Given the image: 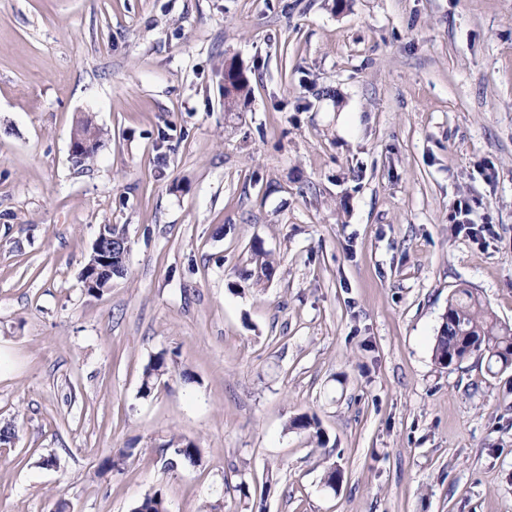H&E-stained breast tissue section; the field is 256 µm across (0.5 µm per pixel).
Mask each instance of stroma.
I'll use <instances>...</instances> for the list:
<instances>
[{
	"mask_svg": "<svg viewBox=\"0 0 512 512\" xmlns=\"http://www.w3.org/2000/svg\"><path fill=\"white\" fill-rule=\"evenodd\" d=\"M462 287L512 325V0H0V512H512V368L433 357ZM224 75L230 86L224 87V109L228 112H238L241 106H245L249 101L250 78L233 58L224 60ZM78 125H82L85 131L93 134V140L95 141V144L93 145L92 139L87 135L80 133L77 129H75L72 134L69 149L70 159L78 156L84 150L90 148L93 145L80 157L72 160L73 164L76 166H85L93 162L94 156L100 146L103 133L102 130L95 126L92 120L88 117L81 119ZM471 215L472 206L470 204V200L465 196L459 197L453 205L452 213L449 219L450 224H454L459 233L466 230L468 233H472L471 225L473 222ZM107 225L108 224H102L99 226L98 233L92 245L94 250L99 254L98 262L100 265H95L93 269H90L81 276L83 286L87 288L86 292L89 295H96L97 292L88 289L90 285L96 287L94 284L96 281L100 283V287H96L101 288L99 291L110 288L112 286L111 281L116 263L124 264L127 260L130 247V245H128V239L126 238L125 240L126 244H121V247H115L112 243V237L108 233ZM87 274H90V276L87 277ZM173 364V358L168 357L166 352H160L150 358L143 368L140 395L142 397L151 396L157 390L163 377L171 372V365ZM168 449L171 450V457L178 466L197 465L201 460V450L198 446L186 438H173L168 443ZM168 460L166 465H168Z\"/></svg>",
	"mask_w": 512,
	"mask_h": 512,
	"instance_id": "1",
	"label": "stroma"
}]
</instances>
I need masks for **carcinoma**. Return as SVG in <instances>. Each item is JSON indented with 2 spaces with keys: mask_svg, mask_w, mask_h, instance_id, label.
<instances>
[{
  "mask_svg": "<svg viewBox=\"0 0 512 512\" xmlns=\"http://www.w3.org/2000/svg\"><path fill=\"white\" fill-rule=\"evenodd\" d=\"M224 75L229 85L224 87V111L237 112L245 105L251 95L250 78L247 72L233 58L224 61ZM83 129L93 134L95 144L80 157L73 160L76 166H85L93 162L100 146L102 130L88 117L81 119ZM256 281L270 276L273 262L260 250L255 251ZM512 355V326L499 322L484 307L479 296L469 288H459L448 301V312L442 323L433 348L436 363L444 368L460 366L474 355L486 359L488 371L496 368L512 367L506 355ZM173 358L160 352L149 359L143 368L140 395L151 396L160 385L164 376L171 372ZM293 429L308 430L318 443H323V435L316 419L307 415L295 417L290 422ZM171 459L178 466L196 465L201 460V450L191 440L173 438L168 443ZM134 455V448H120L104 459L99 472H120L127 460ZM132 512H168L161 492L156 491L144 497Z\"/></svg>",
  "mask_w": 512,
  "mask_h": 512,
  "instance_id": "1",
  "label": "carcinoma"
}]
</instances>
